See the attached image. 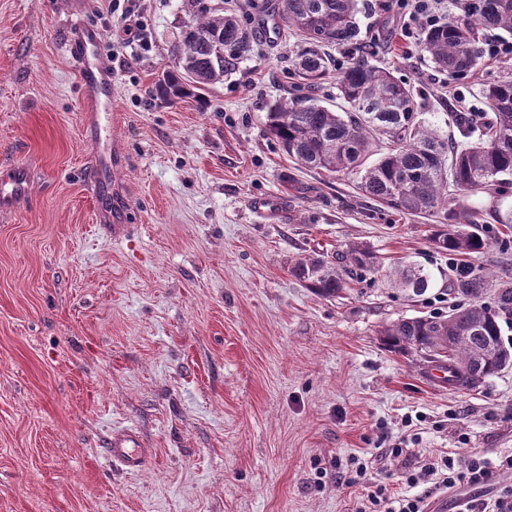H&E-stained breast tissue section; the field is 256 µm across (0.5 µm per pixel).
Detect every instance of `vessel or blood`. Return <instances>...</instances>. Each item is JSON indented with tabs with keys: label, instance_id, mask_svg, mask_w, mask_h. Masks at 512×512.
<instances>
[{
	"label": "vessel or blood",
	"instance_id": "vessel-or-blood-1",
	"mask_svg": "<svg viewBox=\"0 0 512 512\" xmlns=\"http://www.w3.org/2000/svg\"><path fill=\"white\" fill-rule=\"evenodd\" d=\"M102 34L83 23L75 24L67 51L79 63L82 121L84 126H102L112 119V69L102 59ZM98 170L97 220L120 234L126 221V205L112 193V183L126 163L122 140L110 138L106 150L94 156ZM29 175L25 166L17 165L0 177V210H10L25 200L29 192ZM107 454L113 464L128 472L139 471L149 456L138 433L131 428L113 432L107 442Z\"/></svg>",
	"mask_w": 512,
	"mask_h": 512
}]
</instances>
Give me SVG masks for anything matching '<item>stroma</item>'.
Segmentation results:
<instances>
[{
    "instance_id": "1",
    "label": "stroma",
    "mask_w": 512,
    "mask_h": 512,
    "mask_svg": "<svg viewBox=\"0 0 512 512\" xmlns=\"http://www.w3.org/2000/svg\"><path fill=\"white\" fill-rule=\"evenodd\" d=\"M204 4L235 13L253 49L202 106L151 95L194 0H124L142 45L127 44L111 0H0V170H30L25 201L0 212V512H351L366 489L338 483L337 461L364 458L370 484L397 490L436 450L512 453V367L451 391L377 334L447 311L436 217L392 211L353 178L289 160L265 125L297 46L280 0ZM77 21L101 30L113 70L112 131L128 152L120 238L94 221L78 64L65 48ZM401 26L389 7L365 13L362 32L375 65L425 89V111L483 108L484 85L512 70V58H485L449 81ZM265 196L283 212L254 213ZM486 235L463 263L512 273L500 246L512 229ZM353 242L384 267L422 265L434 288L409 296L369 277L322 297L293 275L297 260H332ZM122 427L151 450L140 471L105 457Z\"/></svg>"
}]
</instances>
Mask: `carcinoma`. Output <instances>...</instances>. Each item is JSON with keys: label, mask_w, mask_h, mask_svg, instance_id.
<instances>
[{"label": "carcinoma", "mask_w": 512, "mask_h": 512, "mask_svg": "<svg viewBox=\"0 0 512 512\" xmlns=\"http://www.w3.org/2000/svg\"><path fill=\"white\" fill-rule=\"evenodd\" d=\"M363 0H283L282 18L298 38L290 73L291 96L269 106V134L298 165L351 175L357 189L388 208L437 215L431 242L450 256L476 253L487 245L485 229L461 198L495 199L512 179V71L485 85L489 112H448V131L434 127L422 112L421 92L394 72L371 64L361 36ZM488 30L512 33V0H465L461 13L426 27L420 51L435 68L457 80L481 61L480 37ZM250 39L232 15L202 7L173 50L174 63L155 82L152 94L173 103L223 81L226 56L249 51ZM343 55L336 67L331 51ZM336 72L340 110L321 104L322 81ZM380 157L368 163L374 152ZM494 224L512 226V209L485 211ZM293 274L323 297H336L353 283L383 272L371 248L352 243L336 254L303 258ZM396 288L423 295L432 273L414 264L387 274ZM457 299L448 313L402 317L379 330L383 345L416 355L448 373V389L471 390L512 366V344L503 341V323L512 318V276L459 273L448 278ZM493 303L483 302L487 291Z\"/></svg>", "instance_id": "obj_1"}]
</instances>
